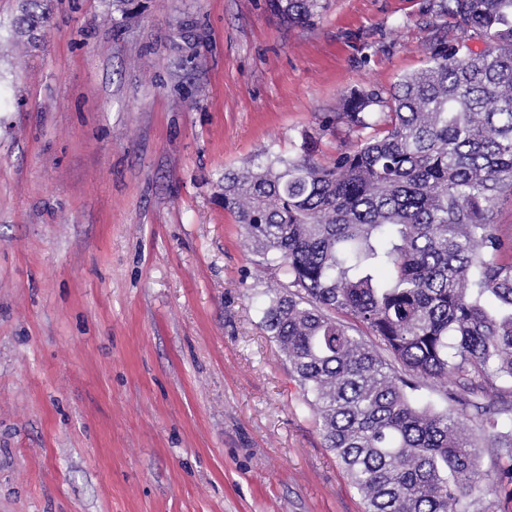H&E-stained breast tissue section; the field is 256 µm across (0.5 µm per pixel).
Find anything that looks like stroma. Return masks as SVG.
I'll list each match as a JSON object with an SVG mask.
<instances>
[{
    "label": "stroma",
    "mask_w": 512,
    "mask_h": 512,
    "mask_svg": "<svg viewBox=\"0 0 512 512\" xmlns=\"http://www.w3.org/2000/svg\"><path fill=\"white\" fill-rule=\"evenodd\" d=\"M0 0V512H363L262 323L220 202L271 150L334 156L351 89L422 67L426 0ZM21 16L17 19V27L20 33L27 36V40L36 43L42 30H47L50 18L47 8L43 7L40 0H26ZM323 0H268L270 10L289 26L303 27L324 9Z\"/></svg>",
    "instance_id": "stroma-1"
}]
</instances>
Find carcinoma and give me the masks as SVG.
I'll return each instance as SVG.
<instances>
[{"label":"carcinoma","instance_id":"carcinoma-1","mask_svg":"<svg viewBox=\"0 0 512 512\" xmlns=\"http://www.w3.org/2000/svg\"><path fill=\"white\" fill-rule=\"evenodd\" d=\"M268 5L302 27L325 3ZM425 13L423 67L344 97L370 133L327 161L303 147L226 169L222 202L281 277L262 322L364 512H512V230L495 221L512 195V0ZM49 23L26 0L20 33Z\"/></svg>","mask_w":512,"mask_h":512}]
</instances>
